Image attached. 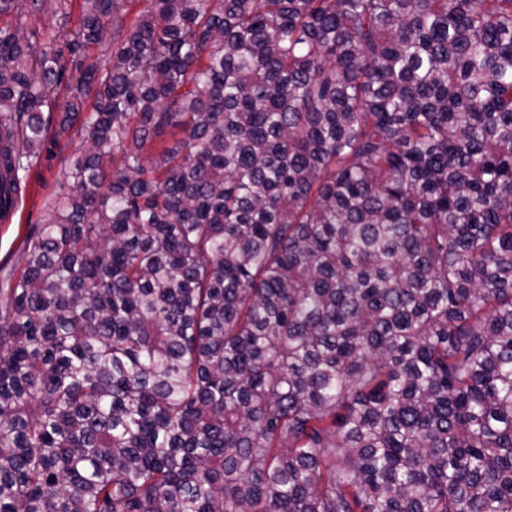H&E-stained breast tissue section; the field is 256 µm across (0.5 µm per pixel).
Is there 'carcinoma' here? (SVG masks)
<instances>
[{"label": "carcinoma", "instance_id": "cac0c4a2", "mask_svg": "<svg viewBox=\"0 0 512 512\" xmlns=\"http://www.w3.org/2000/svg\"><path fill=\"white\" fill-rule=\"evenodd\" d=\"M72 7L0 0V188L90 144L0 311V512H512V0Z\"/></svg>", "mask_w": 512, "mask_h": 512}]
</instances>
